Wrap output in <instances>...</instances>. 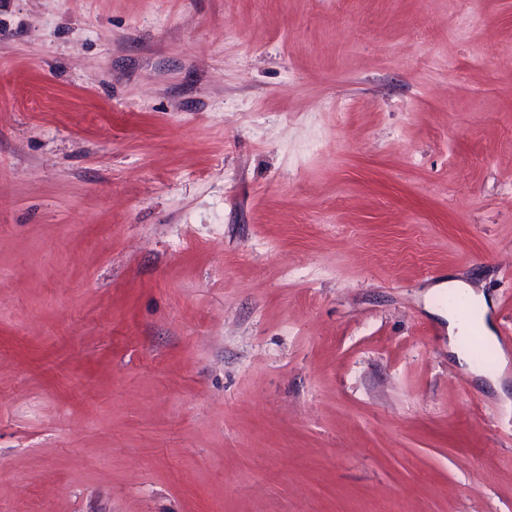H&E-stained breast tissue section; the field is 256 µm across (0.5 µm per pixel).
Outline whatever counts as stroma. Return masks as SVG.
Wrapping results in <instances>:
<instances>
[{
    "label": "stroma",
    "mask_w": 512,
    "mask_h": 512,
    "mask_svg": "<svg viewBox=\"0 0 512 512\" xmlns=\"http://www.w3.org/2000/svg\"><path fill=\"white\" fill-rule=\"evenodd\" d=\"M511 61L512 0H0V512H512ZM441 292L459 293L466 296L472 302L480 303L487 307L488 298L486 294L482 291L477 292L471 284L461 280L448 279L431 287V293L437 294ZM452 301L453 305L459 310L460 315L463 319L459 315L451 311H448L447 319L449 347L451 349V352L456 355L457 360L462 359L470 364L471 359L469 353L464 348L457 347L458 340L460 336H468L471 332V327L466 321H468L471 324H478L481 322V320L473 316L472 309L466 302H461L458 300Z\"/></svg>",
    "instance_id": "1"
}]
</instances>
